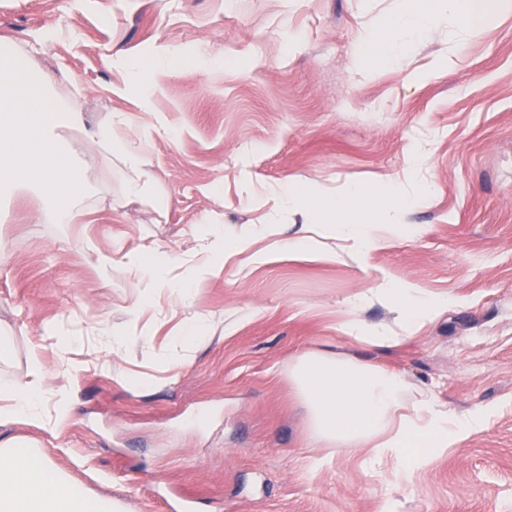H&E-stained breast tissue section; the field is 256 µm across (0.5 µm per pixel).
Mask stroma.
Returning a JSON list of instances; mask_svg holds the SVG:
<instances>
[{
    "mask_svg": "<svg viewBox=\"0 0 512 512\" xmlns=\"http://www.w3.org/2000/svg\"><path fill=\"white\" fill-rule=\"evenodd\" d=\"M397 0H0V36L51 76L83 126L67 132L82 165L72 224H46L33 189L0 198V386L43 368L45 428L13 419V438L93 499L123 512H512V14L461 34L441 21L411 52L359 81ZM298 37L289 45L287 34ZM175 50L168 75L127 89L126 61ZM457 52L452 69L435 60ZM117 113L136 125L161 199L125 194L126 172L88 136ZM425 163L406 179L411 150ZM402 179L419 227L355 255L330 226L285 206ZM246 251L204 253L201 224ZM305 235L315 252L284 251ZM157 247L166 285L150 289L113 250ZM454 298L412 329L378 304L368 324L398 344L366 357L461 414L492 406L486 427L404 479L359 455L324 450L288 377L297 354L355 352L336 323L347 298L382 280ZM193 281L189 301L169 288ZM212 327L184 344L188 320ZM70 337L60 348L45 333Z\"/></svg>",
    "mask_w": 512,
    "mask_h": 512,
    "instance_id": "35a3bbf8",
    "label": "stroma"
}]
</instances>
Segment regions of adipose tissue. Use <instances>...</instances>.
<instances>
[{
	"label": "adipose tissue",
	"mask_w": 512,
	"mask_h": 512,
	"mask_svg": "<svg viewBox=\"0 0 512 512\" xmlns=\"http://www.w3.org/2000/svg\"><path fill=\"white\" fill-rule=\"evenodd\" d=\"M403 10L393 25L369 32L367 40H382L384 58L393 61L429 31L441 16H448L466 32L479 30L512 12V0H402ZM19 51L0 41V185H37L52 198L48 221L70 224L74 215L69 200L82 187L80 169L67 154L64 132L82 125L77 112L63 111L47 95L46 72L26 80L16 66ZM134 120L113 116L93 133L98 151L117 156L131 172L127 193L139 197L153 189L147 170L148 156L129 149L128 135ZM364 193L348 187L337 198L317 194H289L290 206L302 210L316 224H335L339 237L368 252L382 243L378 225L350 222L349 212L361 209ZM380 302L396 323L411 328L448 307L444 297L423 289L381 282L378 287L346 300V317L337 323L344 338L365 348H383L396 338L383 327L357 320L355 309ZM289 379L301 401L316 442L340 453H357L363 466L374 469L385 461H403L407 470L424 465L441 451L482 429L493 413L483 406L461 416L451 414L435 398L409 384L399 373L373 361L343 351L308 350L295 356ZM0 395L13 399L14 417L44 425L45 390L39 362H32L26 381L4 386ZM104 499L86 497L80 486L62 480L42 458L20 450L13 440L0 442V512H114Z\"/></svg>",
	"instance_id": "ef3b65f1"
}]
</instances>
